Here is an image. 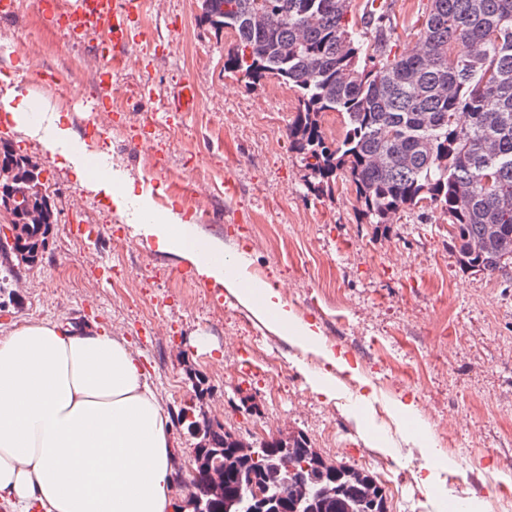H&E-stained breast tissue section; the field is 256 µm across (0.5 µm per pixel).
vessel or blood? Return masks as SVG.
I'll return each mask as SVG.
<instances>
[{"instance_id":"vessel-or-blood-1","label":"vessel or blood","mask_w":512,"mask_h":512,"mask_svg":"<svg viewBox=\"0 0 512 512\" xmlns=\"http://www.w3.org/2000/svg\"><path fill=\"white\" fill-rule=\"evenodd\" d=\"M133 0H64L62 8L74 27L84 35L106 31L96 45V54L104 62L119 63L129 43L128 19ZM198 97L191 82H182L166 109L170 112H193Z\"/></svg>"}]
</instances>
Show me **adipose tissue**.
<instances>
[{
	"mask_svg": "<svg viewBox=\"0 0 512 512\" xmlns=\"http://www.w3.org/2000/svg\"><path fill=\"white\" fill-rule=\"evenodd\" d=\"M88 191L110 196L116 212L128 189L114 176L87 177ZM158 251L180 256L195 277L257 304L288 337L351 370L343 353L324 351L315 324L296 322L280 293L263 283L240 287L214 246L197 241L191 220L167 210L134 225ZM149 374L124 337L95 325L57 320L13 325L0 335V507L5 512H172L171 423Z\"/></svg>",
	"mask_w": 512,
	"mask_h": 512,
	"instance_id": "ef3b65f1",
	"label": "adipose tissue"
}]
</instances>
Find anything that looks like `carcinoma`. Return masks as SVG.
<instances>
[{"mask_svg":"<svg viewBox=\"0 0 512 512\" xmlns=\"http://www.w3.org/2000/svg\"><path fill=\"white\" fill-rule=\"evenodd\" d=\"M202 0L203 17L235 37L224 69L251 85L275 79L294 89L298 112L288 140L310 171V187L330 193L336 181L355 192L370 224L406 208L448 214L459 264L488 275L512 268V0L419 3L418 44L394 51L382 0ZM340 114L346 131L328 140L321 118ZM13 179L32 189L36 164L6 149ZM491 172L492 181L484 179ZM32 210L55 223L48 195L31 193ZM198 439L194 469L240 468L243 482L278 471L275 449L304 456L323 488L307 512H388L376 477L336 462L291 432L244 447L219 424L185 422Z\"/></svg>","mask_w":512,"mask_h":512,"instance_id":"carcinoma-1","label":"carcinoma"}]
</instances>
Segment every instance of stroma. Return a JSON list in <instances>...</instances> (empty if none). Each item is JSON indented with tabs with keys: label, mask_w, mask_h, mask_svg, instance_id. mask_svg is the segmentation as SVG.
I'll return each mask as SVG.
<instances>
[{
	"label": "stroma",
	"mask_w": 512,
	"mask_h": 512,
	"mask_svg": "<svg viewBox=\"0 0 512 512\" xmlns=\"http://www.w3.org/2000/svg\"><path fill=\"white\" fill-rule=\"evenodd\" d=\"M387 3L396 50L409 51L419 0ZM201 15V0H144L125 62L105 79L96 37L44 20L36 0H0V96L59 112L72 150L96 169L128 171L151 190L153 209L192 218L204 206L198 235L226 258L242 257L358 374L334 372L335 398L313 391L326 370L321 355L198 280L179 256L132 236L138 205L118 216L62 156L46 158L12 125L0 140L40 164L55 222L35 266L0 257V329L40 319L111 327L130 342L169 416L191 401L249 441L303 433L324 457L379 476L388 512H441L456 501L512 512L491 490L512 461V272L461 269L440 210L406 209L378 228L361 222L352 190L310 191L286 136L295 92L225 71L234 38ZM186 79L198 110L165 111L167 94ZM62 82L69 98L59 96ZM134 139L141 146L132 153ZM182 179L197 203L178 197ZM79 224L103 225L104 239L80 238ZM363 395L371 403L361 409ZM401 399L413 400L419 426L458 471L438 468L424 483L430 457L390 411Z\"/></svg>",
	"instance_id": "1"
}]
</instances>
